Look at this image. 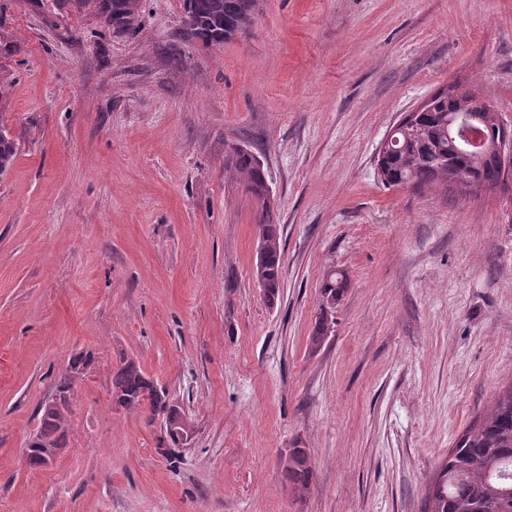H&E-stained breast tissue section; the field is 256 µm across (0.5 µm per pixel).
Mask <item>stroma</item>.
I'll use <instances>...</instances> for the list:
<instances>
[{
	"label": "stroma",
	"instance_id": "1",
	"mask_svg": "<svg viewBox=\"0 0 512 512\" xmlns=\"http://www.w3.org/2000/svg\"><path fill=\"white\" fill-rule=\"evenodd\" d=\"M0 512H421L459 435L512 381V190L389 187L378 150L460 83L512 127V0H259L187 40L182 0L119 29L81 0H0ZM264 163L283 290L225 144ZM347 291L311 350L319 288ZM66 448L29 469L69 360ZM135 359L192 417L176 456L112 403ZM310 449L309 493L289 448ZM17 143L12 132L0 124V175H4L12 167L17 155ZM91 361L92 359L87 355L73 358L56 377L54 390L66 389L71 391L76 382L85 374ZM312 457L307 448H289L283 461V474L288 487L297 497H304L310 490Z\"/></svg>",
	"mask_w": 512,
	"mask_h": 512
}]
</instances>
